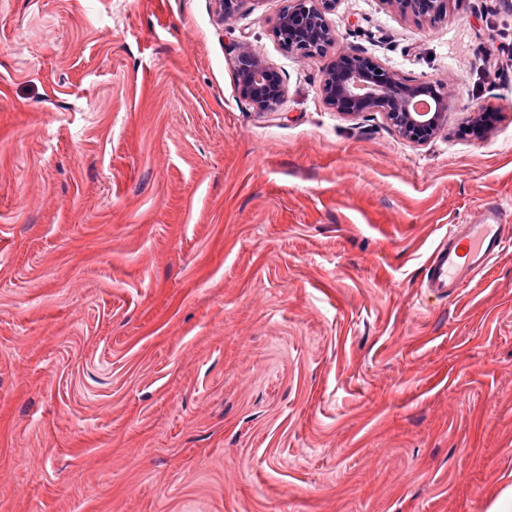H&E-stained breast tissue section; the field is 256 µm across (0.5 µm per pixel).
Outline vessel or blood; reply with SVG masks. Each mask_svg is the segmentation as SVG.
Here are the masks:
<instances>
[{
  "mask_svg": "<svg viewBox=\"0 0 512 512\" xmlns=\"http://www.w3.org/2000/svg\"><path fill=\"white\" fill-rule=\"evenodd\" d=\"M502 208L485 206L476 223L455 225L430 254L422 286L436 296H453L487 268L504 249Z\"/></svg>",
  "mask_w": 512,
  "mask_h": 512,
  "instance_id": "1",
  "label": "vessel or blood"
}]
</instances>
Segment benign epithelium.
Listing matches in <instances>:
<instances>
[{"mask_svg": "<svg viewBox=\"0 0 512 512\" xmlns=\"http://www.w3.org/2000/svg\"><path fill=\"white\" fill-rule=\"evenodd\" d=\"M339 0H287L273 34L280 45L299 58H336L323 69V102L347 117L369 112L384 115L402 137L416 144L434 138L455 100L451 86L419 81L408 83L373 58L338 47L336 29L328 15ZM394 12L417 23L434 24L446 17L447 0H382ZM235 78L241 96L262 111L276 109L286 88L280 72L256 55L248 42L235 44Z\"/></svg>", "mask_w": 512, "mask_h": 512, "instance_id": "obj_1", "label": "benign epithelium"}]
</instances>
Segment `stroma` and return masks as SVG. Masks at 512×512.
Wrapping results in <instances>:
<instances>
[{
    "instance_id": "obj_1",
    "label": "stroma",
    "mask_w": 512,
    "mask_h": 512,
    "mask_svg": "<svg viewBox=\"0 0 512 512\" xmlns=\"http://www.w3.org/2000/svg\"><path fill=\"white\" fill-rule=\"evenodd\" d=\"M283 5L0 0V512H487L512 484V244L422 286L452 225H512V0H339L341 45L455 88L423 145L327 107ZM389 8L404 18L417 23L435 24L446 17L447 0H382ZM235 78L241 96L262 111L275 110L285 96L280 72L256 55L247 41L235 44Z\"/></svg>"
}]
</instances>
